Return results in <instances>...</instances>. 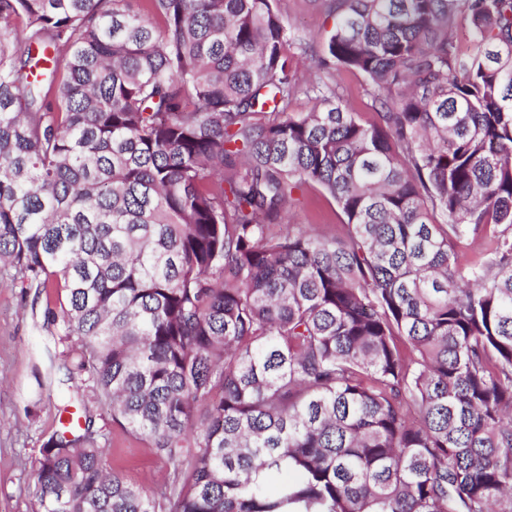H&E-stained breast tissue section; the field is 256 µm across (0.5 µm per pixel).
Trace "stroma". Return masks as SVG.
<instances>
[{"instance_id":"obj_1","label":"stroma","mask_w":512,"mask_h":512,"mask_svg":"<svg viewBox=\"0 0 512 512\" xmlns=\"http://www.w3.org/2000/svg\"><path fill=\"white\" fill-rule=\"evenodd\" d=\"M279 8L300 49L301 89L289 105L290 112L313 107L310 87L321 80L335 85L344 104L362 121H375L373 90L363 75L345 69L323 74L313 61L334 23L324 0H279ZM297 197L286 221L319 232L335 231L341 218L332 198L316 186L302 187ZM63 298V292L53 288L37 295L17 286L0 287V512H31L28 489L34 478L30 461L71 417L90 422L113 468L130 482L150 490L168 477L167 467L146 442L113 423L108 407L91 391H74L72 380L61 371L37 378L36 368L48 366V353L62 350L61 324L47 320L45 314L59 311Z\"/></svg>"}]
</instances>
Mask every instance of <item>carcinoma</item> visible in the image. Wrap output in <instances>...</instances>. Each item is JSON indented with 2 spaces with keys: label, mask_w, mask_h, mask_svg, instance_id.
Listing matches in <instances>:
<instances>
[{
  "label": "carcinoma",
  "mask_w": 512,
  "mask_h": 512,
  "mask_svg": "<svg viewBox=\"0 0 512 512\" xmlns=\"http://www.w3.org/2000/svg\"><path fill=\"white\" fill-rule=\"evenodd\" d=\"M148 2L0 0V282L170 472L64 426L32 512H512V0H327L372 123L287 111L277 0ZM296 197L299 200L288 209L285 222L310 225L316 232H334L336 224H341V215L335 202L318 186H304Z\"/></svg>",
  "instance_id": "cac0c4a2"
}]
</instances>
